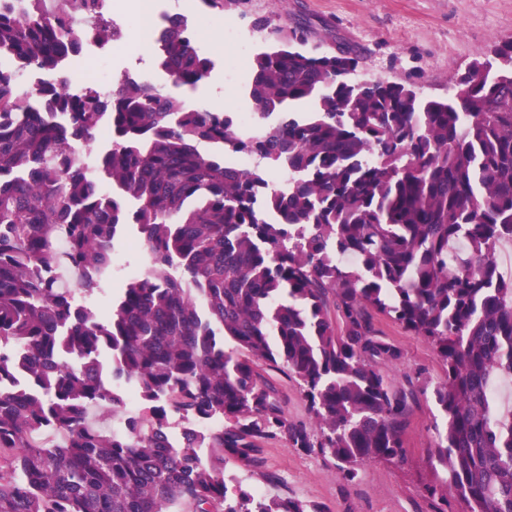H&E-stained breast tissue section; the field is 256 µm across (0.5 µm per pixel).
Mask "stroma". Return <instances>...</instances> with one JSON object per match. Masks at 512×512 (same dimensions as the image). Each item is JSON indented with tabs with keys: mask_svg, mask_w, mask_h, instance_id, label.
Masks as SVG:
<instances>
[{
	"mask_svg": "<svg viewBox=\"0 0 512 512\" xmlns=\"http://www.w3.org/2000/svg\"><path fill=\"white\" fill-rule=\"evenodd\" d=\"M127 2L112 0L124 36L101 59L113 76L136 71L157 86H168ZM156 2L160 12L184 15L199 33L203 53L214 62L201 98L232 113L251 111L247 85L253 58L273 41L271 34L254 31L253 22L261 17L288 29L304 26L312 46L353 45L361 57L359 78L408 84L423 99L446 98L450 80L465 76L475 61L493 58L498 45L512 40V0H244L221 12L200 0ZM381 327L404 354L388 370L394 381L419 372L432 381L440 377L441 368L422 338L387 320ZM436 413L430 395L420 396L405 435V462H364L352 483L339 480L322 457L279 443L266 446L263 469L250 482L268 495L319 502L330 512H433L436 500L429 489L437 473L428 457ZM268 472L277 474V484L266 483Z\"/></svg>",
	"mask_w": 512,
	"mask_h": 512,
	"instance_id": "stroma-1",
	"label": "stroma"
}]
</instances>
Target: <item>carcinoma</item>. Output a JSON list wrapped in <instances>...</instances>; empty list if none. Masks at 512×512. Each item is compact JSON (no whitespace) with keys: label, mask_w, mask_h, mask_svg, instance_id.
Masks as SVG:
<instances>
[{"label":"carcinoma","mask_w":512,"mask_h":512,"mask_svg":"<svg viewBox=\"0 0 512 512\" xmlns=\"http://www.w3.org/2000/svg\"><path fill=\"white\" fill-rule=\"evenodd\" d=\"M111 12H0V512H329L244 481L230 494L224 465L259 469L271 442L332 460L345 481L365 461H404L418 389L390 379L403 352L379 317L443 368L441 501L512 512V414L487 392L512 377V279L496 258L512 242V41L423 100L357 78L349 46L278 28L249 89L278 120L243 137L227 113L142 79L74 93L82 43L120 34ZM156 61L192 90L213 68L179 16ZM23 73L55 79L30 89ZM99 133L107 147L77 161L73 145ZM235 153L258 166L230 167ZM131 228L150 262L121 275L111 253ZM262 362L298 385L310 422L288 418ZM108 375L135 389L137 413ZM176 417L212 424L205 455L189 430L170 447Z\"/></svg>","instance_id":"obj_1"}]
</instances>
